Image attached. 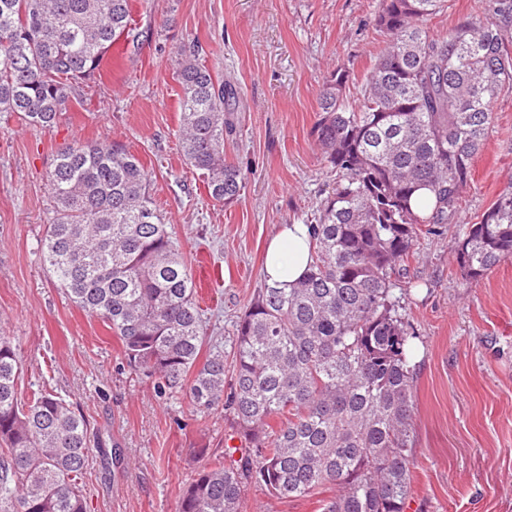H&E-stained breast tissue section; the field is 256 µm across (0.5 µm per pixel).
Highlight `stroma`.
Returning a JSON list of instances; mask_svg holds the SVG:
<instances>
[{"instance_id": "stroma-1", "label": "stroma", "mask_w": 512, "mask_h": 512, "mask_svg": "<svg viewBox=\"0 0 512 512\" xmlns=\"http://www.w3.org/2000/svg\"><path fill=\"white\" fill-rule=\"evenodd\" d=\"M145 36L115 42L95 86L73 90L49 129L0 116V330L23 357L22 393L46 386L77 407L95 437L84 488L89 512H175L206 457L236 437L228 412L200 417L157 394L127 365L120 340L71 303L40 261L51 216L48 173L75 141H118L152 170L150 193L188 266L211 344L232 356L235 324L266 282L268 239L306 223L331 177L313 135L336 69L356 99L382 38L376 0H130ZM200 42L240 92L226 158L245 173L236 201L209 198L180 148L179 49ZM474 179L439 233L420 234L397 277L416 368V465L406 512H512V255L481 281L455 248L512 184V88L494 105ZM330 487L279 500L250 486L244 512H321Z\"/></svg>"}]
</instances>
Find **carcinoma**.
<instances>
[{
	"label": "carcinoma",
	"mask_w": 512,
	"mask_h": 512,
	"mask_svg": "<svg viewBox=\"0 0 512 512\" xmlns=\"http://www.w3.org/2000/svg\"><path fill=\"white\" fill-rule=\"evenodd\" d=\"M444 7L377 0L383 46L358 103L346 100L345 71L326 81L313 135L335 185L309 222V268L289 290H258L229 361L214 348L199 362L203 309L142 162L107 140L56 153L41 255L58 287L112 330L158 394L203 414L224 406L245 444L240 459L230 450L207 463L176 512H242L252 484L288 500L336 488L322 512H406L416 373L395 275L419 233L456 213L512 85V0H478L436 35L429 22ZM122 37L139 45L129 0H0V113L51 126L76 86L99 81ZM178 55L183 158L229 203L245 180L224 152L237 89L199 43ZM510 255L512 186L468 225L456 262L478 282ZM22 373L15 337L1 333L0 512H87L88 424L52 390L22 399Z\"/></svg>",
	"instance_id": "obj_1"
}]
</instances>
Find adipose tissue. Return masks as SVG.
I'll use <instances>...</instances> for the list:
<instances>
[{
	"mask_svg": "<svg viewBox=\"0 0 512 512\" xmlns=\"http://www.w3.org/2000/svg\"><path fill=\"white\" fill-rule=\"evenodd\" d=\"M310 228L285 224L269 240L264 275L268 282L291 287L305 274L310 262Z\"/></svg>",
	"mask_w": 512,
	"mask_h": 512,
	"instance_id": "adipose-tissue-1",
	"label": "adipose tissue"
}]
</instances>
